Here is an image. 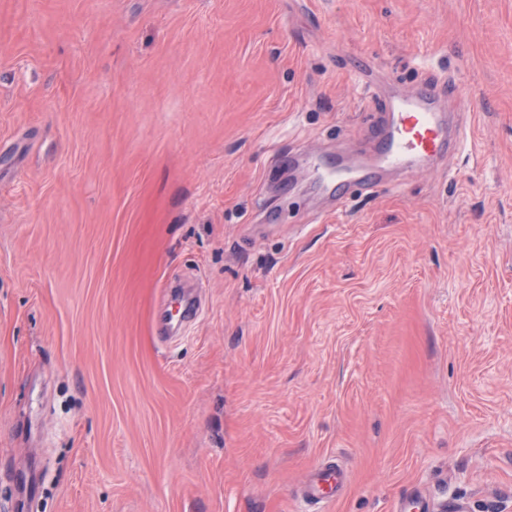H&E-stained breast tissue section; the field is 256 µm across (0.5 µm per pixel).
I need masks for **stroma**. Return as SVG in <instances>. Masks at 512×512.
Returning <instances> with one entry per match:
<instances>
[{
    "instance_id": "stroma-1",
    "label": "stroma",
    "mask_w": 512,
    "mask_h": 512,
    "mask_svg": "<svg viewBox=\"0 0 512 512\" xmlns=\"http://www.w3.org/2000/svg\"><path fill=\"white\" fill-rule=\"evenodd\" d=\"M456 78L459 152L326 213ZM417 491L512 512V0H0V512ZM350 171L344 174H336V171L331 170L323 176L326 181L334 190L335 194L330 198L331 205L336 209V212L342 211L351 193L363 186L367 179L370 178L373 185L374 179L371 176L372 172H366L364 168L358 166L349 167ZM344 483L345 472L340 467L325 465L311 473L305 494L312 502L323 503L329 500L333 492L340 491Z\"/></svg>"
}]
</instances>
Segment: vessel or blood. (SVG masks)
Listing matches in <instances>:
<instances>
[{"label":"vessel or blood","instance_id":"obj_1","mask_svg":"<svg viewBox=\"0 0 512 512\" xmlns=\"http://www.w3.org/2000/svg\"><path fill=\"white\" fill-rule=\"evenodd\" d=\"M466 102L464 92L449 97L433 89L411 91L392 98L378 124L379 163L399 168L412 160L441 157L450 138L464 134L458 114ZM368 177V172L358 166L343 174L328 171L325 180L334 190L332 207L343 209L351 193L363 186ZM344 483V471L326 465L311 473L305 494L312 502L322 503L329 500L332 493L340 491Z\"/></svg>","mask_w":512,"mask_h":512}]
</instances>
